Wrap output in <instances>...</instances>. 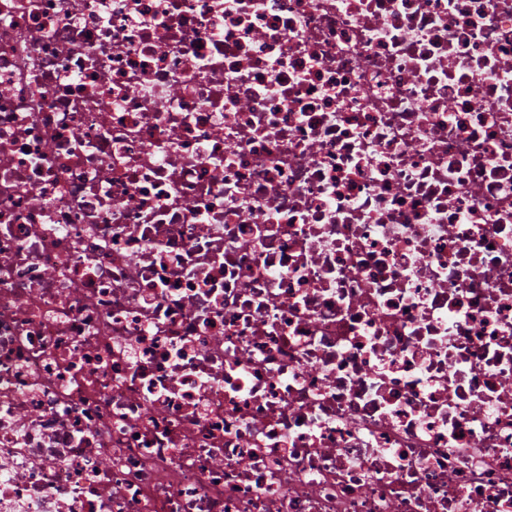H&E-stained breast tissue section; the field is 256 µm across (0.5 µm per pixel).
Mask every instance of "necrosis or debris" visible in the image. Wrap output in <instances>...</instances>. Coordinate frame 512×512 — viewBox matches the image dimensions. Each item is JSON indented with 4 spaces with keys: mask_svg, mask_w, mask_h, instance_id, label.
<instances>
[{
    "mask_svg": "<svg viewBox=\"0 0 512 512\" xmlns=\"http://www.w3.org/2000/svg\"><path fill=\"white\" fill-rule=\"evenodd\" d=\"M0 512H512V0H0Z\"/></svg>",
    "mask_w": 512,
    "mask_h": 512,
    "instance_id": "necrosis-or-debris-1",
    "label": "necrosis or debris"
}]
</instances>
